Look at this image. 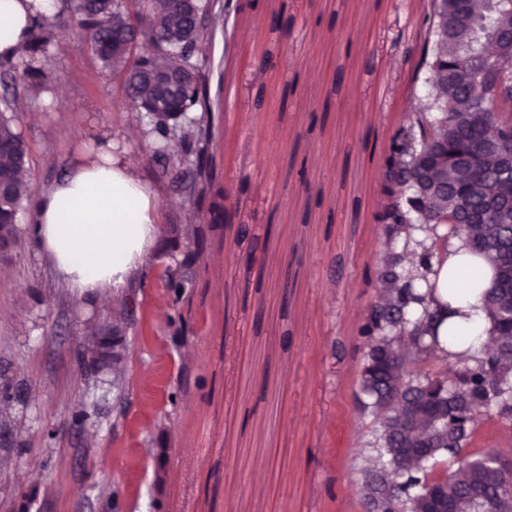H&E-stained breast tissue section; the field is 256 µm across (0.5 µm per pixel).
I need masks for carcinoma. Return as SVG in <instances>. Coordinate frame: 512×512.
Masks as SVG:
<instances>
[{
    "mask_svg": "<svg viewBox=\"0 0 512 512\" xmlns=\"http://www.w3.org/2000/svg\"><path fill=\"white\" fill-rule=\"evenodd\" d=\"M448 20L460 19L455 36L464 39L457 47H448V59L459 69L471 67L480 51L481 35L485 25L512 15V0H447ZM213 0H56L55 12H36L30 17V33L24 47L23 61L7 62L4 78L15 88L34 89L42 84L44 73L36 63L45 56L53 30L71 23L85 32L90 48L103 66L115 73L125 69L128 45L144 36L154 45V52L141 58L127 78V88L138 111L150 112L149 135L153 156L164 155L169 141L170 127L180 112L210 113L220 111V104L210 94L211 64L199 55V44L211 33L190 24L189 12L210 14ZM430 12L420 14L416 22L413 43L425 40L429 53L440 52ZM496 99L483 89L467 92L448 84V94L433 95L426 109L427 118L439 128V137L448 141V153H453L475 121H486L495 112ZM212 124L194 128L193 148L187 154L193 159L172 167L174 180L183 196L198 193L201 200L210 198L216 182V171L210 163L206 143L211 137ZM25 144L21 133L0 111V183L5 190L0 194V244L16 240L18 221L28 198V187L19 178L25 165ZM498 157L485 154L472 162L469 178L478 179L487 168H497ZM396 262L398 275L406 287L403 304L395 315L401 320L400 331L415 339L420 348L439 368L422 367L414 379L433 383L437 391L448 395V444L437 448L435 457L419 459L399 473V484L394 494L398 512H421L430 506L431 492L424 485L434 458L448 457V512L461 498L480 492L484 498L474 502L471 512H498L500 496L512 492L509 482L496 467L503 457L498 448L468 450L476 435L473 419L477 415L492 418L491 412L503 403L512 402V360L504 361L496 373L489 374L487 359L473 366H450L448 358H439V323L431 304L440 283V270L433 268L432 260H425L422 268L411 270L399 256L386 252L382 263ZM482 302L491 319L490 335L502 336L512 342V321L498 317L502 310H512V291H501L492 286L482 293ZM361 403L372 408L378 419L370 445L372 459L382 469L398 468L395 448L398 447L394 428L398 422L397 409L388 402L390 392L396 389L393 378L384 373L374 384L365 378L359 380Z\"/></svg>",
    "mask_w": 512,
    "mask_h": 512,
    "instance_id": "carcinoma-1",
    "label": "carcinoma"
}]
</instances>
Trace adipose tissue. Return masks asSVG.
Masks as SVG:
<instances>
[{"label": "adipose tissue", "instance_id": "adipose-tissue-1", "mask_svg": "<svg viewBox=\"0 0 512 512\" xmlns=\"http://www.w3.org/2000/svg\"><path fill=\"white\" fill-rule=\"evenodd\" d=\"M50 2L0 0V57L21 51L28 15L47 10ZM32 213V232L58 278L101 300L118 299L121 288L137 275L158 224L137 162L129 155L78 159L65 179L35 199ZM465 264L476 267L478 276L448 281L443 299L450 315L444 327L461 339V362L471 366L481 357L491 330L479 297L492 271L465 239L449 238L442 250L443 272Z\"/></svg>", "mask_w": 512, "mask_h": 512}]
</instances>
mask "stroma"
I'll list each match as a JSON object with an SVG mask.
<instances>
[{"label": "stroma", "mask_w": 512, "mask_h": 512, "mask_svg": "<svg viewBox=\"0 0 512 512\" xmlns=\"http://www.w3.org/2000/svg\"><path fill=\"white\" fill-rule=\"evenodd\" d=\"M427 0H259L221 20L206 54L217 188L232 220L180 198L146 126L73 25L57 27L43 92L6 89L30 197L111 141L138 160L158 234L132 282L125 383L86 372L104 304L64 285L23 213L0 251V512H365L370 417L359 405L358 326L376 298L384 237L379 158L408 114L404 50ZM291 18L288 36L271 32ZM267 48L273 69L249 58ZM137 139H126L128 129ZM206 227L193 286L158 278L171 225ZM268 228L258 244L240 225ZM84 408L89 419L76 424ZM167 449L163 487L155 458Z\"/></svg>", "instance_id": "stroma-1"}]
</instances>
